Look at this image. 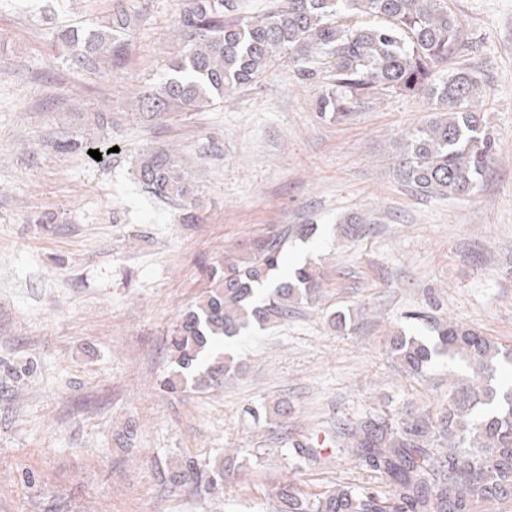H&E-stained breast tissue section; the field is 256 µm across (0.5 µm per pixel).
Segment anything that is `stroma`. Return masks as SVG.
<instances>
[{"mask_svg":"<svg viewBox=\"0 0 512 512\" xmlns=\"http://www.w3.org/2000/svg\"><path fill=\"white\" fill-rule=\"evenodd\" d=\"M117 0H0V512H275L284 479L319 493L335 484L384 491V476L346 454L299 457L259 403L290 402L291 433L331 432L338 417L439 404L448 369L405 378L384 344L428 310L512 346V0H448L463 27L449 67L484 77L478 101L495 139L476 189L412 192L397 174L398 143L430 113L427 100L377 91L350 119L318 118L330 71L298 78L287 60L233 97L164 122L129 118L184 43L182 0H118L131 18L123 68L79 66L56 38L104 23ZM77 112H118L95 134L100 158L60 152ZM181 152L200 188L201 219L151 197L132 174L136 151ZM362 237L337 235L346 215ZM289 238L287 266L319 264L316 304L231 348L245 372L224 387L163 392L165 342L205 291L206 264L269 231ZM351 321L334 330L331 313ZM32 365L13 377L9 368ZM134 423L131 447L114 435ZM239 449L248 476L222 494L160 485L155 463Z\"/></svg>","mask_w":512,"mask_h":512,"instance_id":"stroma-1","label":"stroma"}]
</instances>
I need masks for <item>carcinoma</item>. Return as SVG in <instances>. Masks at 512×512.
<instances>
[{"label":"carcinoma","instance_id":"1","mask_svg":"<svg viewBox=\"0 0 512 512\" xmlns=\"http://www.w3.org/2000/svg\"><path fill=\"white\" fill-rule=\"evenodd\" d=\"M237 9V0H185L177 24L190 43L158 82L138 90L131 116L161 121L231 98L279 58H288L303 80L316 77L317 65L325 62L334 84L316 102L320 118L348 119L378 88L420 96L433 114L403 139L402 180L418 193L448 198L469 194L479 182L494 155V138L477 106L484 80L468 67L442 69L462 45L461 21L447 0H281L248 19L233 17ZM361 16L378 22H350ZM129 27L118 4L97 29H62L58 39L82 67H119L129 53ZM74 117L95 129L112 125L109 113ZM57 147L75 152L91 142L64 135ZM133 175L149 194L182 204L183 221L198 219L199 186L175 154L149 152ZM363 224L349 215L340 221V233L356 238ZM282 250L283 235L271 234L254 240L247 254L227 253L209 268V289L180 315L168 338L173 369L160 381L164 391L204 393L241 373L243 363L217 346L288 319L297 304L316 302L320 267L304 265L278 280ZM407 318L426 321L433 340L393 332L388 353L402 371L423 377L446 358L448 372L462 363L470 376L448 378L446 407L435 413L383 418L369 412L336 421V447L385 475L386 493L337 484L306 494L283 481L271 491L277 512H512V385L498 381L503 366H512V349L421 310ZM248 471V459L232 450L215 461L181 455L159 469V476L172 487L192 486L204 495Z\"/></svg>","mask_w":512,"mask_h":512}]
</instances>
